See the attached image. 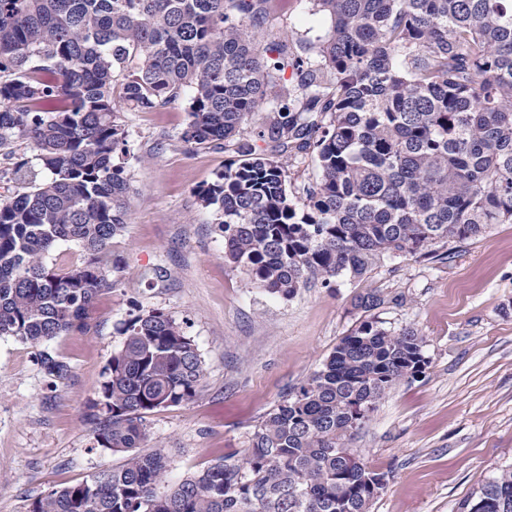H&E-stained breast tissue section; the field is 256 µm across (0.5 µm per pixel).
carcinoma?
<instances>
[{"label":"carcinoma","mask_w":512,"mask_h":512,"mask_svg":"<svg viewBox=\"0 0 512 512\" xmlns=\"http://www.w3.org/2000/svg\"><path fill=\"white\" fill-rule=\"evenodd\" d=\"M318 39L266 28L275 0H0V153L27 143L0 194V337L41 346L85 330L127 223L120 103L153 112L187 97L188 144L231 153L197 197L224 259L283 299L386 258L512 224V0H313ZM135 67H129L132 60ZM291 77H285L286 71ZM272 144L268 153L257 142ZM314 153L295 193L279 156ZM75 242L82 263L48 260ZM377 292L355 297L371 311ZM99 400L98 447L122 463L35 499L29 512H368L379 476L349 444L387 391L425 368V337L365 320L269 411L242 458L171 486L143 420L193 399L201 355L161 310L126 322ZM52 380L71 373L48 351ZM460 512H512V469Z\"/></svg>","instance_id":"cac0c4a2"}]
</instances>
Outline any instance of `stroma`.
<instances>
[{
	"label": "stroma",
	"mask_w": 512,
	"mask_h": 512,
	"mask_svg": "<svg viewBox=\"0 0 512 512\" xmlns=\"http://www.w3.org/2000/svg\"><path fill=\"white\" fill-rule=\"evenodd\" d=\"M329 25L310 0H278L268 30L313 39ZM120 118L128 220L111 253L123 269L96 298L87 333L48 345L71 364L70 376L52 381L38 348L0 337V512H29L38 496L121 464L98 448L87 404L124 343L120 327L155 309L183 326L205 369L195 398L145 418L147 447L171 458L170 482L245 454L264 414L369 317L416 329L428 361L424 374L391 389L351 443L385 476L369 512H460L512 468V224L438 247L432 259L388 260L363 280L340 277L283 300L224 261V238L196 192L227 155L182 141L184 101L154 112L125 107ZM371 290L383 304L354 309V297Z\"/></svg>",
	"instance_id": "1"
}]
</instances>
